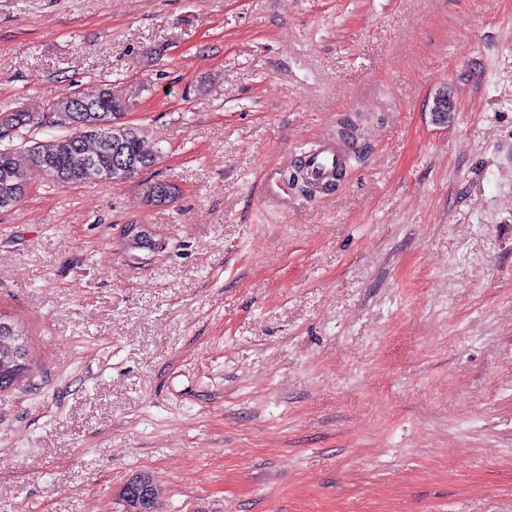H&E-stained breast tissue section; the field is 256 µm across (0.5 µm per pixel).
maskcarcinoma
<instances>
[{
  "label": "carcinoma",
  "instance_id": "obj_1",
  "mask_svg": "<svg viewBox=\"0 0 512 512\" xmlns=\"http://www.w3.org/2000/svg\"><path fill=\"white\" fill-rule=\"evenodd\" d=\"M129 108L126 99L102 84L92 93L76 92L58 100L46 112L23 107L0 119V212L11 210L27 189L13 139L33 128L66 130L47 140L34 139L25 147L28 161L54 182L75 184L93 176L112 184L154 166L159 154L145 148L142 130L122 121ZM175 196L176 187L167 182L148 183L144 188L146 202L152 206L167 204ZM24 336L9 321L0 326V391L15 385L17 369L30 371Z\"/></svg>",
  "mask_w": 512,
  "mask_h": 512
}]
</instances>
